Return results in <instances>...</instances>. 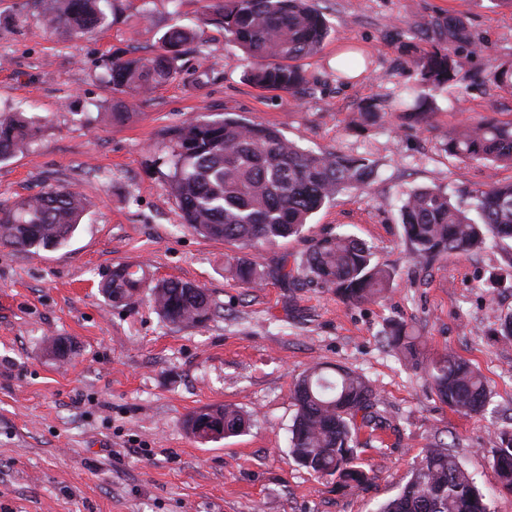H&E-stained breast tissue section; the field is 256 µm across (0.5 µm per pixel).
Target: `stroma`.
Here are the masks:
<instances>
[{"label":"stroma","instance_id":"obj_1","mask_svg":"<svg viewBox=\"0 0 512 512\" xmlns=\"http://www.w3.org/2000/svg\"><path fill=\"white\" fill-rule=\"evenodd\" d=\"M331 28L322 50L301 60L291 92L256 88L251 61L205 22L204 0H110V24L69 36L47 30L41 0H0V113L23 111L41 127L21 153L0 162V207L68 185L88 200L69 243L25 252L0 245V512H377L438 442L454 452L490 501L512 512L492 466L498 429L512 427V342L493 314L512 310V289L486 279L498 250L451 253L417 272L400 225L405 193L447 189L454 203L512 166L448 157L450 133L484 118L512 121V93L488 81L494 60L512 59V5L505 0H313ZM454 15L475 49L462 51L456 83L428 91L427 121L392 102L417 82L412 66L430 45L418 22ZM174 25L197 29L176 80L127 96L129 119L111 121L118 95L107 81L115 57L157 53ZM385 105L375 125L355 127L361 107ZM278 127L315 152L368 157L371 191L350 189L312 215L300 236L248 250L266 266L297 269L313 240L346 233L375 262L396 268L386 297L351 305L299 279L243 287L225 269L237 247L180 227L161 162L167 131L203 114ZM143 264L157 279L205 288L216 304L198 327L165 323L143 301L113 306L101 285L114 266ZM415 325L428 355L469 360L485 376V415L442 403L423 368L400 363L382 332ZM66 342L64 358L50 340ZM317 363L364 374L386 429L358 435L359 460L376 479L339 487L289 454L292 390ZM229 404L247 413L243 434L202 442L184 426L195 411Z\"/></svg>","mask_w":512,"mask_h":512}]
</instances>
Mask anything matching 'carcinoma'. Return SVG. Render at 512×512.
Returning a JSON list of instances; mask_svg holds the SVG:
<instances>
[{"mask_svg":"<svg viewBox=\"0 0 512 512\" xmlns=\"http://www.w3.org/2000/svg\"><path fill=\"white\" fill-rule=\"evenodd\" d=\"M45 26L84 35L105 26L108 0H43ZM207 14L224 25L225 37L254 61L248 74L262 89L293 91L306 82L296 61L321 50L330 35L323 14L309 0H210ZM420 31L433 48L416 63L417 88L442 89L454 83L459 53L471 45L465 24L452 16L428 19ZM197 32L171 28L162 52L149 57L114 59L112 90L146 94L174 81L183 48ZM498 88L512 92V59L489 72ZM40 132L22 112L0 116V161L10 158ZM167 188L177 200L181 224L206 238L241 248L271 245L302 233L311 215L339 193L368 188L375 170L365 158L305 150L276 127L247 123L228 115L196 116L168 132ZM448 156L460 162L512 164V122L485 120L448 135ZM463 209L440 188L418 187L406 193L400 209L403 238L416 264L431 268L454 252L496 248L501 266L489 277L491 288H512V182H493L470 194ZM86 211L72 188L51 186L34 197L0 207V244L38 252L67 245ZM229 271L252 288L270 272L239 257ZM309 280L336 292L349 304L378 301L390 291L394 270L372 261L366 243L345 234L314 241L301 265ZM115 305L135 304L142 289L158 315L175 327L200 326L213 315L210 295L190 282L148 280L145 269L118 264L101 285ZM496 333L512 341V312L494 316ZM386 346L404 362L418 364L421 337L402 323L388 326ZM427 382L442 402L463 415L482 412L489 402L486 378L470 362L450 354L428 360ZM297 412L290 429L289 452L302 467L338 485L365 489L376 475L359 463L355 434L385 427L376 410V393L364 375L317 364L298 380L293 392ZM187 430L224 426L217 438L240 435L249 417L230 406H208L191 414ZM493 466L503 489L512 492V430L496 437ZM378 512H491L486 496L457 459L451 445L427 449L410 479Z\"/></svg>","mask_w":512,"mask_h":512,"instance_id":"1","label":"carcinoma"}]
</instances>
